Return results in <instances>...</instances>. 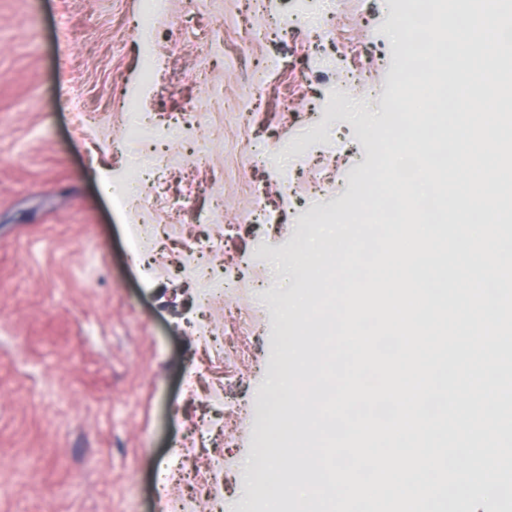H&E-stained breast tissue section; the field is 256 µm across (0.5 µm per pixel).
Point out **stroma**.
Here are the masks:
<instances>
[{
	"label": "stroma",
	"instance_id": "35a3bbf8",
	"mask_svg": "<svg viewBox=\"0 0 512 512\" xmlns=\"http://www.w3.org/2000/svg\"><path fill=\"white\" fill-rule=\"evenodd\" d=\"M311 0H168L151 32L144 0H0V512H162L155 476L224 386L240 412L195 449L191 467L217 476L223 512H264L277 421L292 395L273 378L314 372L324 336L303 316L320 297L307 255L334 261L330 225L300 198L318 190L339 224L358 203L390 123L403 63L407 0H362L348 20ZM363 54L340 57L351 41ZM167 134L173 158L146 223L165 226L161 268L135 259V227L103 182L150 167L125 137L129 100ZM95 113L94 124L80 111ZM195 206L177 209L185 195ZM262 202L268 223L227 238ZM219 204L217 219L196 211ZM215 251H201L205 242ZM240 290L198 308L193 264L221 273L234 256ZM259 320L232 383L224 353L196 324L224 335L242 300ZM294 354H287L286 343ZM197 372V392L183 379Z\"/></svg>",
	"mask_w": 512,
	"mask_h": 512
}]
</instances>
